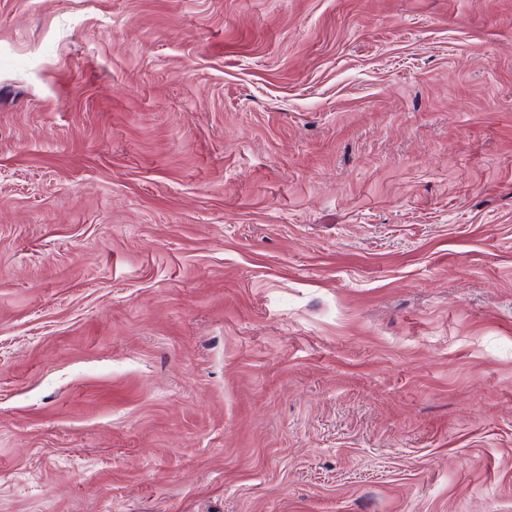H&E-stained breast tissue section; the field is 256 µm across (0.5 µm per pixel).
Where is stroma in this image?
Returning <instances> with one entry per match:
<instances>
[{
  "label": "stroma",
  "mask_w": 512,
  "mask_h": 512,
  "mask_svg": "<svg viewBox=\"0 0 512 512\" xmlns=\"http://www.w3.org/2000/svg\"><path fill=\"white\" fill-rule=\"evenodd\" d=\"M0 512H512V0H0Z\"/></svg>",
  "instance_id": "1"
}]
</instances>
